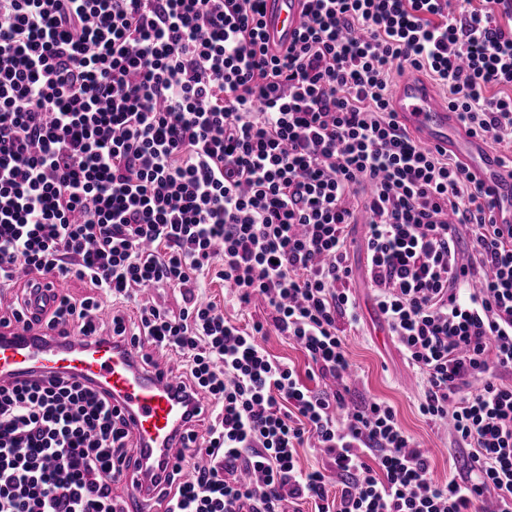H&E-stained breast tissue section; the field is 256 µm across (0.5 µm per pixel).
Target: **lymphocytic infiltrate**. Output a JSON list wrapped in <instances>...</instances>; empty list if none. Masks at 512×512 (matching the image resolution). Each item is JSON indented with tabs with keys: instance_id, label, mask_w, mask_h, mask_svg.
<instances>
[{
	"instance_id": "obj_1",
	"label": "lymphocytic infiltrate",
	"mask_w": 512,
	"mask_h": 512,
	"mask_svg": "<svg viewBox=\"0 0 512 512\" xmlns=\"http://www.w3.org/2000/svg\"><path fill=\"white\" fill-rule=\"evenodd\" d=\"M303 2L272 55L264 0H0V325L26 320L18 271L77 278L112 298L110 323L66 295L45 326L179 357L182 393L211 408L186 431L210 463L178 460L162 512H512V225L390 110L394 76L420 72L462 126L512 145V0ZM361 213L375 304L421 415L468 450L460 479H434L391 405L350 399L338 322L361 320ZM211 271L230 302L266 303L307 375L260 344L263 322L200 296ZM308 439L322 468L298 464ZM136 452L102 390L0 385V512H119Z\"/></svg>"
}]
</instances>
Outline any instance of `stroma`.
Listing matches in <instances>:
<instances>
[{
  "mask_svg": "<svg viewBox=\"0 0 512 512\" xmlns=\"http://www.w3.org/2000/svg\"><path fill=\"white\" fill-rule=\"evenodd\" d=\"M350 237L353 245L349 263L362 316L360 324L347 332L349 360L358 374L352 386L354 399L358 402L381 400L390 404L402 427L429 451L435 479L445 482L449 478L460 477L465 465L464 449L458 448L449 432L435 427L420 415L418 405L423 393L422 385L393 343L385 322L373 305L372 290L365 277L364 225H352ZM204 287L205 298L222 306L225 315L240 326L252 325L267 316L264 304L242 308L226 302L224 283L215 276H207Z\"/></svg>",
  "mask_w": 512,
  "mask_h": 512,
  "instance_id": "obj_1",
  "label": "stroma"
}]
</instances>
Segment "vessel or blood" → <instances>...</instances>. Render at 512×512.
<instances>
[{
    "mask_svg": "<svg viewBox=\"0 0 512 512\" xmlns=\"http://www.w3.org/2000/svg\"><path fill=\"white\" fill-rule=\"evenodd\" d=\"M264 30L269 42L287 48L302 26V0H265ZM392 109L406 127L432 148L456 157L474 182L494 203L493 219L512 224V166L479 136L459 125L429 83L407 78L391 91ZM67 282L40 278L28 305L29 312L50 308L64 294ZM41 341L26 336L17 326L0 336V382L46 381L56 375L75 376L83 384L107 389L113 407L122 410L128 429L151 466L127 471L122 512H141L149 491L161 484L167 465L175 463L187 442L188 416L178 394L176 371L163 374L142 368L138 350L114 342L88 343L81 337L65 340L38 327Z\"/></svg>",
    "mask_w": 512,
    "mask_h": 512,
    "instance_id": "obj_1",
    "label": "vessel or blood"
}]
</instances>
